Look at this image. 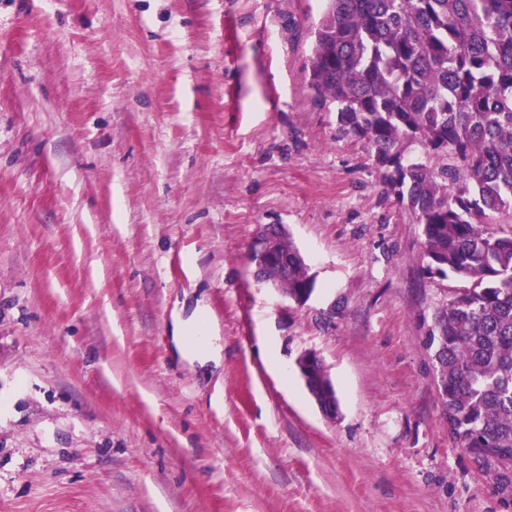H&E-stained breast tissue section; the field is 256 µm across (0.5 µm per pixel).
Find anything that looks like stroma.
Segmentation results:
<instances>
[{
	"mask_svg": "<svg viewBox=\"0 0 512 512\" xmlns=\"http://www.w3.org/2000/svg\"><path fill=\"white\" fill-rule=\"evenodd\" d=\"M323 9L0 0V512H512L434 383L460 283L310 87ZM272 224L305 304L253 277ZM279 253L288 254V268L280 266L278 258L272 263L271 272L276 278L275 288H281L282 292L287 293L288 298H302L312 293L314 290V280L308 272L307 265L299 250L292 242L284 236L280 242ZM297 303H303L307 300L292 299ZM297 368L323 415L328 418L336 416L338 412V410L336 411V404H338L336 389L324 360L315 352H306L297 359ZM314 370L318 371V374L313 375ZM330 388L335 391L334 404H329L326 399L329 396Z\"/></svg>",
	"mask_w": 512,
	"mask_h": 512,
	"instance_id": "35a3bbf8",
	"label": "stroma"
}]
</instances>
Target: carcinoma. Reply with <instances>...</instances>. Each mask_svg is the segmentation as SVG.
<instances>
[{
    "instance_id": "obj_1",
    "label": "carcinoma",
    "mask_w": 512,
    "mask_h": 512,
    "mask_svg": "<svg viewBox=\"0 0 512 512\" xmlns=\"http://www.w3.org/2000/svg\"><path fill=\"white\" fill-rule=\"evenodd\" d=\"M310 83L421 226L429 275L464 283L427 330L448 431L512 502V0H326ZM288 298L313 292L282 237Z\"/></svg>"
}]
</instances>
